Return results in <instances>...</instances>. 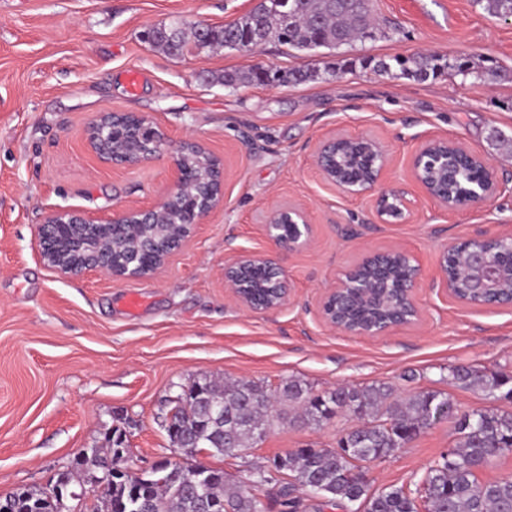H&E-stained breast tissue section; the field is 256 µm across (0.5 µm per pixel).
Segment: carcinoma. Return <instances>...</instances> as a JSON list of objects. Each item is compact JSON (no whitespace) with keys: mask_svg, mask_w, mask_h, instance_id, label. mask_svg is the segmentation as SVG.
Returning <instances> with one entry per match:
<instances>
[{"mask_svg":"<svg viewBox=\"0 0 512 512\" xmlns=\"http://www.w3.org/2000/svg\"><path fill=\"white\" fill-rule=\"evenodd\" d=\"M474 4L495 17H512V0H474ZM252 29L260 31L267 43L277 42L298 51L338 48L385 34L373 15L371 0H294L286 14L273 8L261 14L252 10L233 24L211 28L213 36L209 39L175 20L152 29V42L168 55L179 57L191 43L201 51L223 47L229 38ZM357 64L394 78L418 80L444 74L476 81L506 76L497 67L436 53L364 58L349 61L344 67L351 69ZM337 74L334 69H275L271 77L278 86L328 80ZM425 176L428 182L439 189L448 188V195L460 200L463 188L476 178V169L472 165L463 168L456 180L447 184L434 169H427ZM451 383L496 400L497 392L512 383V376H487L476 368L461 367L452 370ZM174 408L185 440L227 457H236L261 441L275 424L295 423L296 410L302 411L303 423L316 427L343 415L357 418L359 424L339 437L336 448H299L277 456L236 487L222 479H208L210 469L200 465L189 467L166 461L155 465L144 481L118 472L104 492L91 489L96 497L93 512H214L217 506L222 512H263V502L255 490L270 480L280 484L282 512H298V490L317 495L332 507L351 505L352 512H418L417 493L422 483L427 487L431 512H512V478L482 482L477 476L492 460L512 453V411L497 406L461 412L446 393L416 391L402 395L384 382L316 393L305 382L290 379L274 395L253 381L223 386L203 378L188 387ZM445 417L455 422L458 447L430 462L421 479L410 487L370 489L363 464L386 460ZM125 435L121 428H112L101 443L85 450L79 468L65 474L67 481L80 487L91 485L107 470L119 468L127 451ZM191 470L200 475L193 485L187 483ZM287 472L292 481L280 483V476ZM0 512L65 509L48 501L47 490L23 488L0 497Z\"/></svg>","mask_w":512,"mask_h":512,"instance_id":"cac0c4a2","label":"carcinoma"}]
</instances>
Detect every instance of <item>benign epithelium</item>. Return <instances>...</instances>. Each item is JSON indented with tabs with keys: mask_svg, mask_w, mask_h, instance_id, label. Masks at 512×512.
I'll use <instances>...</instances> for the list:
<instances>
[{
	"mask_svg": "<svg viewBox=\"0 0 512 512\" xmlns=\"http://www.w3.org/2000/svg\"><path fill=\"white\" fill-rule=\"evenodd\" d=\"M121 112H104L89 130V144L105 138L106 133L120 136L125 141L121 151L110 154L98 152L99 157L114 165H123L147 159L162 152L168 137L153 119L131 114L133 121L118 122ZM190 147H200L195 141H184L174 156V190L158 204L147 209H126L104 225L111 230V238L117 239L132 233L136 227L161 223V218L177 205V226L181 238L169 248L154 239L143 245L126 259H115L108 251L91 245L84 239L86 229L94 221L70 209H57L50 213L38 231V248L43 262L62 274L93 270L114 279L142 278L156 273L170 257L182 249L193 236L196 228L224 201L225 167L218 166V177L207 181L203 192L195 195L198 172L184 161V153ZM442 160L443 174H448V162L458 160L482 165L479 180L472 183L467 202L478 203L496 195L498 186L488 161L469 151L462 144L444 138L427 140L413 155L412 170L424 192L448 210L458 204L448 194L437 193L423 178L422 172L431 156ZM315 167L322 180L347 195H359L382 183L388 172L389 156L382 143L371 136L349 137L333 133L325 137L314 154ZM400 204L401 221L410 214V202L397 191H384L375 200V213L382 224H394L386 204ZM265 236L277 246L290 248L307 242L312 234L308 212L300 205L277 204L267 209L263 224ZM470 255V286L482 294L501 287L505 270H512V233L498 234L488 239H467ZM400 261L409 269L404 280H395L390 265ZM421 268L409 252L400 248L370 251L354 264L345 268L334 284L322 290L319 311L323 321L332 329L354 336L377 338L393 329L416 323L420 308L416 298V286ZM224 285L235 301L253 312H265L284 305L290 295L288 275L280 263L267 253L242 250L224 260ZM439 292L453 301L468 305L470 301L457 295L448 278V252H443L439 277L435 282ZM391 288L399 289L406 300L409 317L382 325L351 326L336 317L332 304L340 296L355 302L371 303L377 296Z\"/></svg>",
	"mask_w": 512,
	"mask_h": 512,
	"instance_id": "benign-epithelium-1",
	"label": "benign epithelium"
}]
</instances>
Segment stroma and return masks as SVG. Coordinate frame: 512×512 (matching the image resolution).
Segmentation results:
<instances>
[{"label":"stroma","instance_id":"obj_1","mask_svg":"<svg viewBox=\"0 0 512 512\" xmlns=\"http://www.w3.org/2000/svg\"><path fill=\"white\" fill-rule=\"evenodd\" d=\"M254 4L0 0V496L48 487L115 426L127 432L132 472L159 460L200 463L238 485L274 457L336 447L356 424L349 416L321 428L278 424L239 456L187 455L165 430L169 399L204 377L271 391L290 378L316 392L383 381L404 394L448 393L469 411L490 401L450 384L452 368L512 373V306H464L433 287L446 249L512 231V80L394 79L359 66L330 81L277 87L222 80L254 66L321 69L425 50L512 71V20L472 0H372L385 37L315 54L269 43L251 54L216 47L176 58L143 38L175 19L222 27ZM132 70L140 75L134 91ZM104 112L154 119L168 137L165 150L133 165L101 161L88 132ZM334 131L385 146V185L412 202L409 221L378 223L377 190L347 198L324 185L313 152ZM191 137L224 162V203L161 270L114 280L62 275L43 263L37 234L52 211L104 220L156 205L173 190V157ZM436 137L488 159L499 185L491 201L447 211L422 192L408 160ZM277 203L308 210V245L288 249L265 237V212ZM394 246L421 266L420 322L379 339L328 327L318 313L322 289L364 251ZM242 250L284 267L287 304L255 313L236 303L224 260ZM131 296L140 301L133 313L125 306ZM456 438L444 419L367 464L372 488L418 479Z\"/></svg>","mask_w":512,"mask_h":512}]
</instances>
